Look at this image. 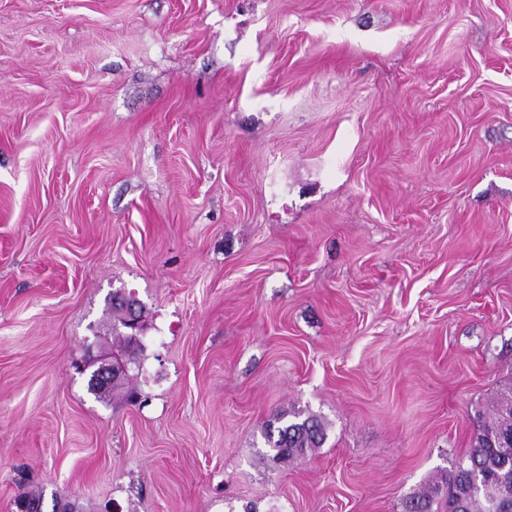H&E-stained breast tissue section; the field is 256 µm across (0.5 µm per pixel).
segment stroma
<instances>
[{"mask_svg":"<svg viewBox=\"0 0 512 512\" xmlns=\"http://www.w3.org/2000/svg\"><path fill=\"white\" fill-rule=\"evenodd\" d=\"M510 390L512 0H0V512H403ZM90 350L88 351V361L86 365H83V370L85 367H95L91 372L93 374V383L105 384L106 386L112 385V387L107 388L105 390L102 387H97V385L92 384L91 378L89 379L88 386L89 390L96 395H100L99 397L105 396L106 393H109L111 390H118L124 388L127 384L126 381L129 379V375L121 374L120 376L112 375L119 374L123 372H127L130 367L131 362L125 359L123 351L112 352V355L109 354H98L93 355L90 354ZM111 378L109 380L108 378ZM294 420H288L277 427V437L270 431L267 442L280 462H287L304 456L309 450L319 448L325 439V429L321 422L313 417L300 419L295 413Z\"/></svg>","mask_w":512,"mask_h":512,"instance_id":"1","label":"stroma"}]
</instances>
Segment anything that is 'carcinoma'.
Returning a JSON list of instances; mask_svg holds the SVG:
<instances>
[{"label":"carcinoma","mask_w":512,"mask_h":512,"mask_svg":"<svg viewBox=\"0 0 512 512\" xmlns=\"http://www.w3.org/2000/svg\"><path fill=\"white\" fill-rule=\"evenodd\" d=\"M125 302L124 294H112V333L126 345L121 334ZM507 434L512 435L511 397L499 400L465 457L406 499L405 512H512V440L503 439ZM324 439L323 424L299 413L267 435L280 462L304 456Z\"/></svg>","instance_id":"obj_1"}]
</instances>
